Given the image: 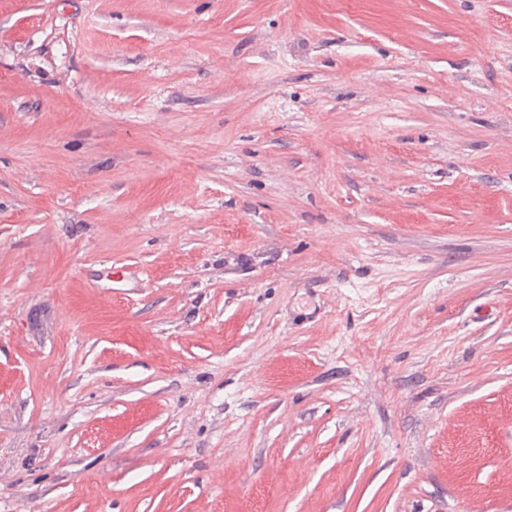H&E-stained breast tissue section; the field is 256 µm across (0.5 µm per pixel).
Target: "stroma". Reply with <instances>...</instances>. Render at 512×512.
Returning a JSON list of instances; mask_svg holds the SVG:
<instances>
[{"instance_id": "stroma-1", "label": "stroma", "mask_w": 512, "mask_h": 512, "mask_svg": "<svg viewBox=\"0 0 512 512\" xmlns=\"http://www.w3.org/2000/svg\"><path fill=\"white\" fill-rule=\"evenodd\" d=\"M0 512H512V0H0Z\"/></svg>"}]
</instances>
